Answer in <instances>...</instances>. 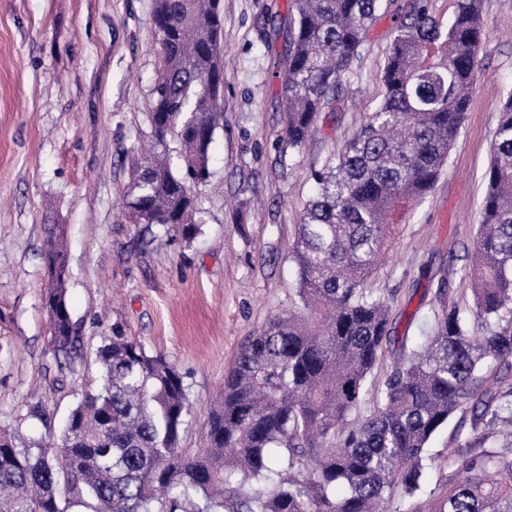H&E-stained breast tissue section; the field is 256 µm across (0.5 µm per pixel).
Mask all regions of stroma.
Instances as JSON below:
<instances>
[{
  "instance_id": "1",
  "label": "stroma",
  "mask_w": 512,
  "mask_h": 512,
  "mask_svg": "<svg viewBox=\"0 0 512 512\" xmlns=\"http://www.w3.org/2000/svg\"><path fill=\"white\" fill-rule=\"evenodd\" d=\"M224 18V118L211 177L196 187L199 234L189 242L142 234L124 215L130 157L153 144L147 113L160 66L154 0H0V434L18 446L61 439L69 411L95 390V353L120 330L184 375L192 418L183 447L204 445L203 426L247 336L296 308L289 247L310 173L321 168L380 100L392 39L384 15L368 34L360 77L309 144L281 154L279 83L272 62L285 0H220ZM484 75L432 192L402 224L370 281L391 297L395 340L415 343L431 323L440 280L460 302L464 254L476 234L493 132L512 93V0H483ZM64 228L66 302L81 342L58 363L46 308L41 248ZM45 416L29 417L30 406ZM448 425L431 441L425 496L394 500L415 512L457 471Z\"/></svg>"
}]
</instances>
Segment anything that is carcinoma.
Listing matches in <instances>:
<instances>
[{
	"mask_svg": "<svg viewBox=\"0 0 512 512\" xmlns=\"http://www.w3.org/2000/svg\"><path fill=\"white\" fill-rule=\"evenodd\" d=\"M289 0L282 51V153L300 151L321 114L341 111L367 35L395 28L378 106L327 165L296 225L289 257L301 306L249 336L204 423L205 446L182 447L190 417L184 376L112 330L97 351L98 388L69 413L60 445L16 447L0 436V512H389L423 490L430 441L462 413L458 475L427 512H512V461L486 443L512 436V94L494 131L479 224L463 276L473 306L435 292L431 334L376 378L394 340L391 299L369 288L399 225L431 192L482 75V0H457L446 23L429 0ZM160 68L147 113L154 144L132 161L126 217L192 241L219 126V0H155ZM178 130L183 174L165 147ZM43 260L56 266L47 305L55 353L78 342L65 299L67 246L52 225ZM376 406L355 423L364 397Z\"/></svg>",
	"mask_w": 512,
	"mask_h": 512,
	"instance_id": "cac0c4a2",
	"label": "carcinoma"
}]
</instances>
